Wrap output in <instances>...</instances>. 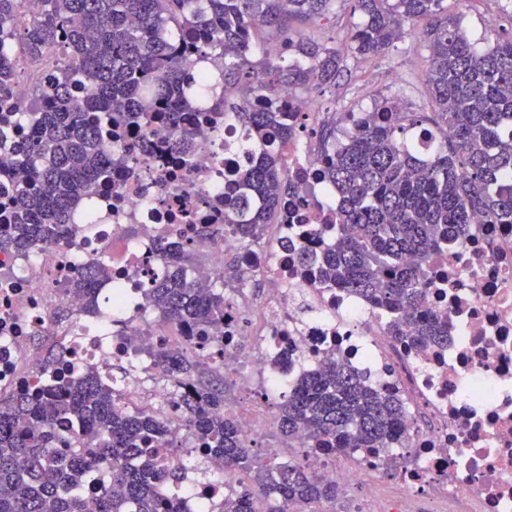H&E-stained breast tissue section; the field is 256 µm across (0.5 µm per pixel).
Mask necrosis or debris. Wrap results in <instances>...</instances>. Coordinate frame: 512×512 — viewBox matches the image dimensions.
<instances>
[{
    "label": "necrosis or debris",
    "mask_w": 512,
    "mask_h": 512,
    "mask_svg": "<svg viewBox=\"0 0 512 512\" xmlns=\"http://www.w3.org/2000/svg\"><path fill=\"white\" fill-rule=\"evenodd\" d=\"M57 68L55 57L21 61L12 94L14 111H28ZM278 97L296 125L281 148L297 191L281 205V221L263 237L242 240L224 223V173L243 162L235 144L241 130L185 112L196 135L189 159L170 145L165 124L147 142L123 133L113 152H133L114 169L109 189L97 191L92 207H78L75 231L38 247L0 251V394L43 383L46 345L70 351L87 368L110 369L136 361L138 377L119 390L132 414L149 413L185 435L176 403L158 407L165 389L153 359L157 346L192 354L185 329L143 309L151 271L167 266L165 250L188 247L205 271L224 269L232 256L237 275L252 292L224 291V321L211 334L217 361L237 376L253 399L241 437L255 443L274 425L272 397L291 388L301 372L319 370L335 352L358 371H371L385 394L403 401L408 440L402 448L346 455L311 453L306 465L342 486L388 481L395 496L369 494L362 512H420L421 497L440 512H512V224H493L475 214L462 238L431 261L424 286L430 311L448 320L447 350L421 347L393 336L396 314L340 288L322 285L300 267L298 255L325 252L336 236L335 210L319 201L326 157L312 148L316 134L313 99L284 87ZM107 257L111 280L101 291L105 314L88 311L67 282L85 264ZM201 462L209 475L189 478L180 495L182 512H218L229 492L244 482L222 460Z\"/></svg>",
    "instance_id": "1"
}]
</instances>
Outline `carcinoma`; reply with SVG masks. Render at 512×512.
Here are the masks:
<instances>
[{"instance_id":"cac0c4a2","label":"carcinoma","mask_w":512,"mask_h":512,"mask_svg":"<svg viewBox=\"0 0 512 512\" xmlns=\"http://www.w3.org/2000/svg\"><path fill=\"white\" fill-rule=\"evenodd\" d=\"M24 0H0V183L12 181L11 211L0 248H32L72 225V203L112 182L128 156L111 153L112 130L153 135L158 113L169 114L175 143L193 128L178 115L200 104L224 113L243 133L247 163L225 185L224 223L256 239L276 223L292 188L278 144L295 134L276 100L283 84L305 88L350 73L331 40L295 34L294 17H326L336 0H39L38 17L17 23ZM361 22L350 35L354 56H384L405 25L430 20L428 93L432 115L408 112L385 98L365 113L358 129L336 141V123L320 139L328 163L322 186L340 202L336 244L327 255L303 254L325 284L378 301L414 318L411 340L448 344V320L423 309L429 261L448 236H463L476 213L512 224V36L471 40L444 0H352ZM275 30L277 61L256 62L257 34ZM201 59L224 58L215 82L199 81L177 50ZM53 54L60 64L31 111L12 110L8 94L19 57ZM233 85L240 96L227 99ZM411 253L413 263L404 261ZM192 251L175 257V270L154 277L145 307L172 326L185 327L207 352L200 359L159 349L154 358L190 385L171 399L196 448L224 460L249 481L224 498L222 512H306L334 501L339 486L303 464L262 457L224 417V371L208 328L224 318V273L208 288L187 273ZM111 277L103 260L73 281L91 309L98 284ZM111 375L95 369L73 378L62 368L53 385L0 397V512H89L85 492L97 491L95 512H181L178 497L153 494V482L183 488L186 467L161 466L159 450L182 440L153 415L128 414L115 397ZM278 431L288 447H404V405L374 385L370 374L330 354L316 373H304L279 399ZM105 473L99 484L96 475Z\"/></svg>"}]
</instances>
